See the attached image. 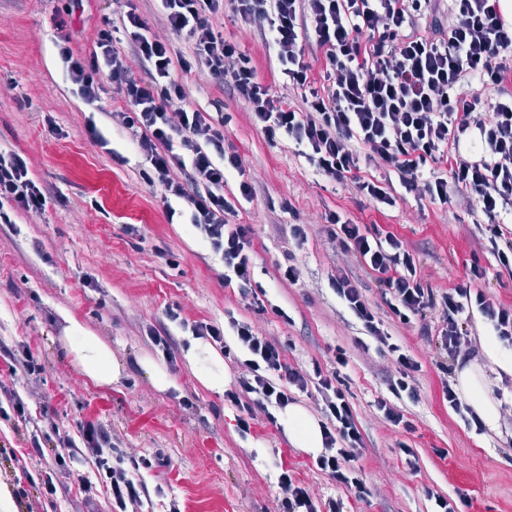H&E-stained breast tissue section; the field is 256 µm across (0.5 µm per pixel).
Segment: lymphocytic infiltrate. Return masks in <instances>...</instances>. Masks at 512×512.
Listing matches in <instances>:
<instances>
[{
    "mask_svg": "<svg viewBox=\"0 0 512 512\" xmlns=\"http://www.w3.org/2000/svg\"><path fill=\"white\" fill-rule=\"evenodd\" d=\"M457 21L446 36L419 33L418 22L432 0H235L237 18L262 28L272 46L281 75L301 91L289 103L258 77L249 56L216 30L211 17L223 12L224 0H161L165 35L151 33L135 10L121 18L120 28L104 22L94 50L74 53L68 41L57 45L62 70L77 94L98 102L103 81L116 84L126 106L111 113L113 123L132 130L143 158L140 177L160 188L167 218L185 206L191 224L224 262V284L238 290L255 311H265L263 289L254 280L253 230L229 223L236 206L224 195L227 171L243 172L240 154L224 147V121L192 105L176 70L197 67L223 82L241 101L268 140L288 137L323 176L352 186L375 205L394 206L373 168L396 174L406 192L442 205L476 195L488 219L491 251L500 267L512 273V69L498 62L512 49V21H506L499 0H452ZM187 38L191 59L174 62L172 40ZM314 39L325 58L322 77H314L303 60V42ZM128 42L145 65L133 77L121 42ZM30 212L43 210L47 189L29 175L24 157L0 153V223H10L4 204ZM336 249L352 254L375 277L393 316L401 322L441 314L438 331L422 325V335H436L448 359L468 354L470 341L463 315L480 313L495 336L512 347V306L494 301L477 288L485 272L471 265V282L439 292L423 286L414 255L399 235L326 216ZM330 284L345 308L358 319L395 371L385 378L389 398L375 407L389 424L415 430L395 397L417 398L415 375L421 364L403 346L392 342L368 303L359 278L337 269ZM170 321L198 339L222 344L225 356L242 369L224 399L235 407L241 437L251 435L257 414L277 425V411L294 401V392L316 389L324 403L323 450L313 461L338 487L364 498L368 490L354 465L363 436L350 403L343 369L344 351L336 368L313 364L302 371L288 363L282 345L248 321L230 320L228 328L188 322L168 311ZM232 333L233 345L224 342ZM447 359V361H448ZM447 361L439 362L447 370ZM49 431L31 435L36 457L52 454L58 467L93 461L95 478L82 491L93 496L103 489L112 512H140L151 497H164L162 486H148L139 477L149 460H136L117 448L99 423L85 422L79 437L60 431L49 410L40 413ZM276 498L280 512H343L336 498L312 496L292 470L282 469Z\"/></svg>",
    "mask_w": 512,
    "mask_h": 512,
    "instance_id": "1",
    "label": "lymphocytic infiltrate"
}]
</instances>
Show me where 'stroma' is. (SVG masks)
Masks as SVG:
<instances>
[{
  "mask_svg": "<svg viewBox=\"0 0 512 512\" xmlns=\"http://www.w3.org/2000/svg\"><path fill=\"white\" fill-rule=\"evenodd\" d=\"M57 6V0H0V152L23 155L31 176L49 191L44 210L15 212L11 223L0 224V340L28 346L42 367L39 379L13 383L31 414L48 406L60 429L73 436L82 422L98 421L129 455L160 457L142 476L148 485H163L181 512H279L276 482L283 464L315 497L342 499L346 512H434L436 493L465 495V512H512V377H489L488 392L501 402L499 432L477 431L443 407L437 363L445 361L444 353L436 336L419 332L424 322L438 327L439 312L406 324L392 318L379 284L353 256L336 249L324 221L326 213L338 211L353 223L399 234L413 251L422 284L440 291L466 283L470 264L479 262L486 270L481 288L512 305V276L501 272L480 230L487 218L477 198L441 206L398 187L395 206L376 208L319 174L293 142H269L247 108L206 71L180 73L190 102L227 116L224 143L244 160V174L228 175L225 195L236 194L243 178L256 190L233 221L252 225L255 279L267 300L289 317L256 313L225 286L222 261L208 243L192 225L168 223L160 189L141 180L132 133L108 119L124 107L114 85L105 84L99 104H87L58 59L57 41L70 39L74 50L90 53L101 19L119 20L131 6L151 32L164 34L158 0H84L82 9L62 21ZM212 21L252 58L263 83L288 102H299V90L280 75L262 30L242 26L231 0ZM90 118L110 139V150L87 138ZM114 150L123 162L113 161ZM293 224L306 225L304 242L291 238ZM129 225L138 228V236L126 234ZM287 262L299 270L292 284L277 276V265ZM341 267L357 271L393 342L422 365L418 400L398 401L414 419L415 433L389 425L374 406L395 365L376 349L359 347L364 328L330 286ZM171 308L191 322H252L279 340L288 362L305 371L316 362L333 369L337 349H344L364 440L357 465L369 496L360 499L336 487L265 417H258L252 436L241 437L236 409L223 394L201 386L183 353L166 364L175 388L158 391L137 361L162 355L146 336L149 328L166 326L179 342L191 340L190 332L169 322ZM64 310L111 344L124 368L119 382L93 385L66 354ZM31 432L25 424L0 419V484L26 492L33 512H109L105 494L84 500L80 481L92 474L87 466L63 476V495H39L29 478L53 469L54 461L29 458ZM402 442L413 448V464L401 457Z\"/></svg>",
  "mask_w": 512,
  "mask_h": 512,
  "instance_id": "1",
  "label": "stroma"
}]
</instances>
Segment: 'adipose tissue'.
I'll return each instance as SVG.
<instances>
[{
  "label": "adipose tissue",
  "mask_w": 512,
  "mask_h": 512,
  "mask_svg": "<svg viewBox=\"0 0 512 512\" xmlns=\"http://www.w3.org/2000/svg\"><path fill=\"white\" fill-rule=\"evenodd\" d=\"M66 321L63 344L73 363L95 385L109 386L122 374L121 364L114 358L110 344L77 320L70 312H63ZM485 365L473 364L456 375V390L474 411L486 428H500V404L487 393V372L512 375V354L505 352L495 338H486L482 344ZM185 358L196 378L206 389L223 392L225 382L224 358L208 342L192 340ZM289 442L310 454L322 448V433L317 417L306 407L288 405L277 414Z\"/></svg>",
  "instance_id": "obj_1"
}]
</instances>
